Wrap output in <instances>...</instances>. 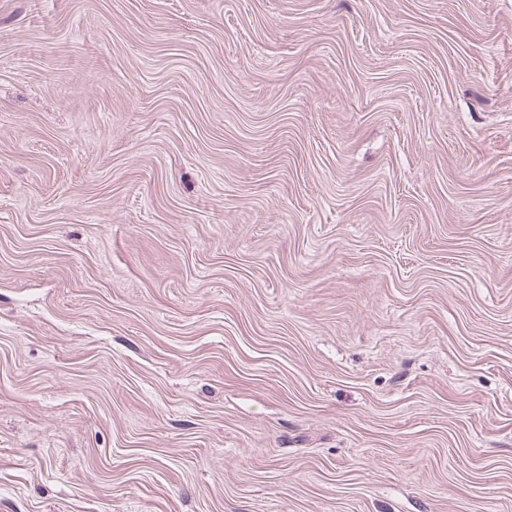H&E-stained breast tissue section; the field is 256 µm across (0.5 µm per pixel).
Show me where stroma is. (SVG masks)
Wrapping results in <instances>:
<instances>
[{"instance_id": "35a3bbf8", "label": "stroma", "mask_w": 512, "mask_h": 512, "mask_svg": "<svg viewBox=\"0 0 512 512\" xmlns=\"http://www.w3.org/2000/svg\"><path fill=\"white\" fill-rule=\"evenodd\" d=\"M0 512H512V0H0Z\"/></svg>"}]
</instances>
